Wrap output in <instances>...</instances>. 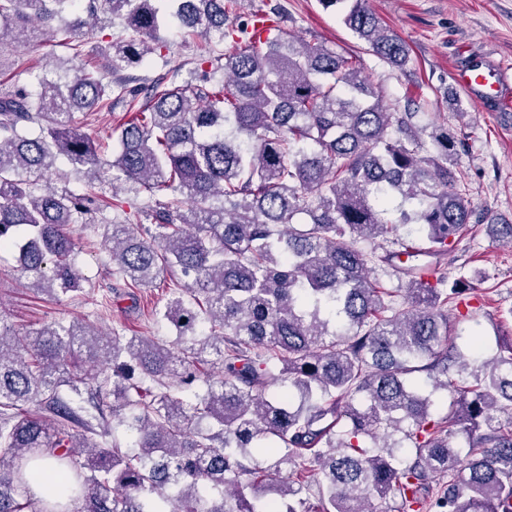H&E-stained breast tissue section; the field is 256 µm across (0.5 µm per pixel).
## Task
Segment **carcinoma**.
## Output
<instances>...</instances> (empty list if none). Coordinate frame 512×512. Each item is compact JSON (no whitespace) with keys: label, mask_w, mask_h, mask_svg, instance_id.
Listing matches in <instances>:
<instances>
[{"label":"carcinoma","mask_w":512,"mask_h":512,"mask_svg":"<svg viewBox=\"0 0 512 512\" xmlns=\"http://www.w3.org/2000/svg\"><path fill=\"white\" fill-rule=\"evenodd\" d=\"M80 2L0 0V45L28 44L38 24L81 56L79 27L59 22ZM320 3L406 67L405 42L367 0ZM176 16L230 43L205 86L158 80L139 103L112 75L164 58L155 0H89L93 27L131 30L97 47L104 66L0 92V248L29 285L81 290L77 224L112 227L104 247L126 287L165 271L185 284L164 305L170 343L79 320L24 336L0 322V512H512V343L470 368L448 340L465 286L427 278L472 215L448 127L396 111L352 58L294 39L274 12L255 14L278 32L266 41L230 25L224 0H178ZM117 103L132 117L104 158L76 113ZM62 158L83 189L41 183ZM107 172L146 195L131 203L139 223L112 215L95 186ZM412 225L422 239L400 235ZM386 265L406 287L371 278ZM209 355L220 377L183 399ZM442 391L456 400L434 418ZM118 431L131 447L99 444ZM45 459L64 484L41 498Z\"/></svg>","instance_id":"1"}]
</instances>
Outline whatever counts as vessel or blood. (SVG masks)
I'll use <instances>...</instances> for the list:
<instances>
[{"label":"vessel or blood","instance_id":"b4317fda","mask_svg":"<svg viewBox=\"0 0 512 512\" xmlns=\"http://www.w3.org/2000/svg\"><path fill=\"white\" fill-rule=\"evenodd\" d=\"M454 86L466 91L474 102L496 106L512 100V68L475 56L451 74Z\"/></svg>","mask_w":512,"mask_h":512}]
</instances>
